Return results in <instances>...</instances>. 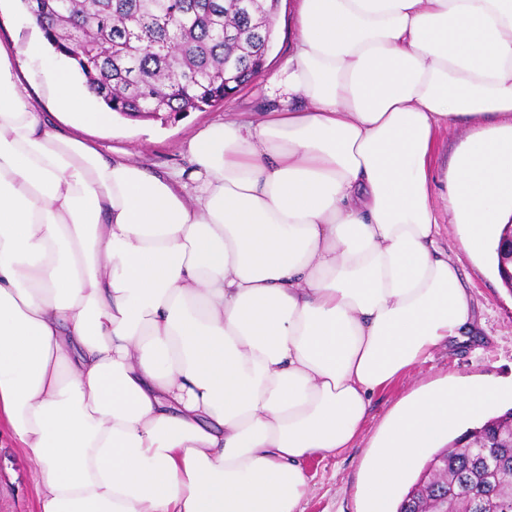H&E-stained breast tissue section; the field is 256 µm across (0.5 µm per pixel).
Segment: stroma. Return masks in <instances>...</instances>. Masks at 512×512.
Wrapping results in <instances>:
<instances>
[{
	"label": "stroma",
	"mask_w": 512,
	"mask_h": 512,
	"mask_svg": "<svg viewBox=\"0 0 512 512\" xmlns=\"http://www.w3.org/2000/svg\"><path fill=\"white\" fill-rule=\"evenodd\" d=\"M274 29L264 70L223 104L165 122L113 115L85 132V139L105 156L136 161L157 173L186 167L188 143L199 130L230 118L257 120L274 106L269 81L293 51L294 0H281ZM439 245L456 263L468 290L478 321L476 333L465 342L437 348L426 363L378 389L354 448L307 462L310 487L304 512H361L355 491L370 448L396 406L413 391L444 378L453 382L472 376L512 389V293L497 277L492 256H473L454 225H447ZM0 512H36L32 467L5 431L0 433Z\"/></svg>",
	"instance_id": "1"
}]
</instances>
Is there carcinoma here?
Wrapping results in <instances>:
<instances>
[{"mask_svg":"<svg viewBox=\"0 0 512 512\" xmlns=\"http://www.w3.org/2000/svg\"><path fill=\"white\" fill-rule=\"evenodd\" d=\"M56 52L113 113L158 118L214 107L264 67L274 37L268 0H21ZM512 409L448 441L403 500L448 497V512H512Z\"/></svg>","mask_w":512,"mask_h":512,"instance_id":"carcinoma-1","label":"carcinoma"}]
</instances>
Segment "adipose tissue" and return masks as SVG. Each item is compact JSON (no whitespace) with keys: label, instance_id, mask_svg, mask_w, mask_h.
<instances>
[{"label":"adipose tissue","instance_id":"obj_1","mask_svg":"<svg viewBox=\"0 0 512 512\" xmlns=\"http://www.w3.org/2000/svg\"><path fill=\"white\" fill-rule=\"evenodd\" d=\"M0 41V420L38 512H303L305 464L477 324L433 203L476 254L512 223V0H296L280 105L155 174L51 125L102 123L43 31ZM465 135L435 177L440 129ZM441 380L384 426L357 496L395 512L427 449L492 411ZM27 75L29 90L33 96L40 98L42 112H55L54 98L45 76L35 66L28 67Z\"/></svg>","mask_w":512,"mask_h":512}]
</instances>
